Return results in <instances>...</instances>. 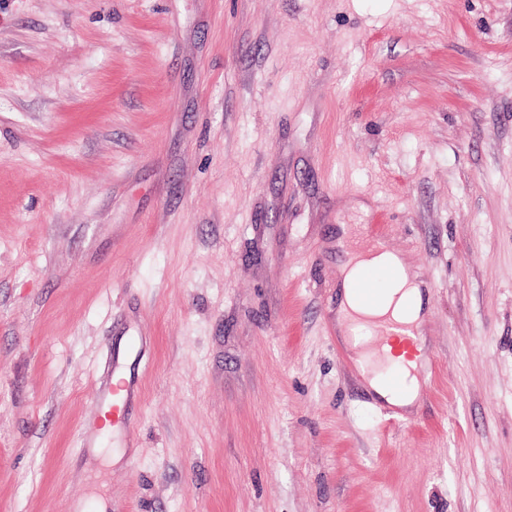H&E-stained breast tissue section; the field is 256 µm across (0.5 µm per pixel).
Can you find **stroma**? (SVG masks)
<instances>
[{"label": "stroma", "instance_id": "35a3bbf8", "mask_svg": "<svg viewBox=\"0 0 512 512\" xmlns=\"http://www.w3.org/2000/svg\"><path fill=\"white\" fill-rule=\"evenodd\" d=\"M341 224L423 283L401 424L337 358ZM103 498L512 512V0H0V512ZM137 392V381L125 374H122L112 386H100L94 397L99 422L96 420L85 428H79L77 439L81 446L90 447L99 436L100 429L106 425L112 426V429L123 427L126 438L131 439L134 431L130 414Z\"/></svg>", "mask_w": 512, "mask_h": 512}]
</instances>
